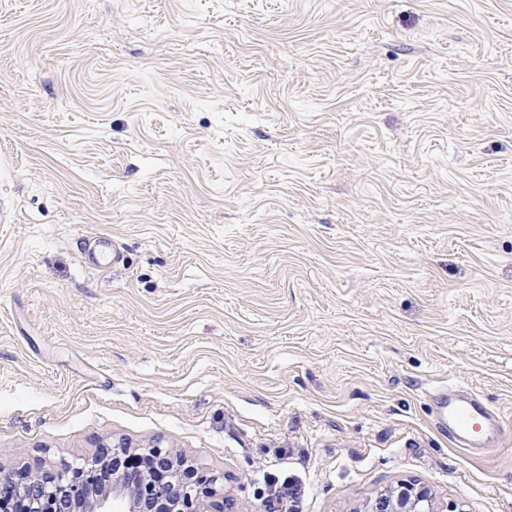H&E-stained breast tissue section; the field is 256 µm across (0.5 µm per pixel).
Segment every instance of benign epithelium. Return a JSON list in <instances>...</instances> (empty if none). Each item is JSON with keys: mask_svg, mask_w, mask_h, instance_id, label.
<instances>
[{"mask_svg": "<svg viewBox=\"0 0 512 512\" xmlns=\"http://www.w3.org/2000/svg\"><path fill=\"white\" fill-rule=\"evenodd\" d=\"M130 450L119 441L96 459L68 465L60 473L34 475L16 481L0 474V512H61L69 504L85 512H112L106 504L115 498L128 501V512H144L145 502L171 512H232L224 479L204 476L188 461L155 443L140 449L141 484H129L121 474L107 484L99 481L104 461ZM364 512H438L432 489L422 483L401 481L367 502Z\"/></svg>", "mask_w": 512, "mask_h": 512, "instance_id": "obj_1", "label": "benign epithelium"}]
</instances>
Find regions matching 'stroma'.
<instances>
[{
    "label": "stroma",
    "instance_id": "35a3bbf8",
    "mask_svg": "<svg viewBox=\"0 0 512 512\" xmlns=\"http://www.w3.org/2000/svg\"><path fill=\"white\" fill-rule=\"evenodd\" d=\"M121 440L512 512V0H0V469ZM95 248L89 249L84 253L85 263L102 268L107 266L112 259V263H115L119 259V254L115 251L114 246L112 248V258L108 251L110 241L108 238L94 237ZM451 392L445 388L432 398L436 401L435 424L452 443L478 454L481 448L501 438L502 423L496 410L471 392L466 395H452Z\"/></svg>",
    "mask_w": 512,
    "mask_h": 512
}]
</instances>
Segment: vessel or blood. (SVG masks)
Segmentation results:
<instances>
[{"instance_id":"obj_1","label":"vessel or blood","mask_w":512,"mask_h":512,"mask_svg":"<svg viewBox=\"0 0 512 512\" xmlns=\"http://www.w3.org/2000/svg\"><path fill=\"white\" fill-rule=\"evenodd\" d=\"M434 399L435 424L456 446L476 454L501 438L499 413L477 395H454L446 389L435 393Z\"/></svg>"}]
</instances>
